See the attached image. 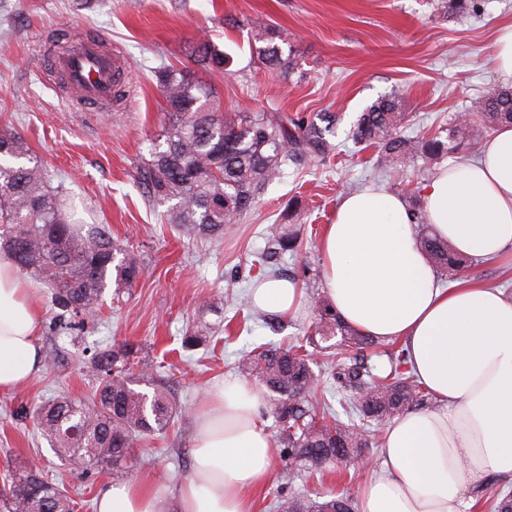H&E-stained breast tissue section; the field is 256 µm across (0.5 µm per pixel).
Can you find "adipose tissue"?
Segmentation results:
<instances>
[{"label":"adipose tissue","mask_w":512,"mask_h":512,"mask_svg":"<svg viewBox=\"0 0 512 512\" xmlns=\"http://www.w3.org/2000/svg\"><path fill=\"white\" fill-rule=\"evenodd\" d=\"M423 220L466 257L512 266V125L475 160L444 166L425 185ZM398 193L367 187L343 196L321 241L325 296L363 334L401 339L435 405L388 425L380 471L362 484L356 512H466L490 477L512 478V294L465 278L443 287ZM252 304L293 316L298 283H257ZM42 306L11 255L0 252V392L43 369ZM263 398L227 377L195 414L189 477L105 485L97 512H253L278 450L259 420Z\"/></svg>","instance_id":"1"}]
</instances>
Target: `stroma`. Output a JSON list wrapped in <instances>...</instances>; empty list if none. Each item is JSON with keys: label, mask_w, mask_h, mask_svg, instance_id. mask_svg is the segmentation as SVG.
I'll return each mask as SVG.
<instances>
[{"label": "stroma", "mask_w": 512, "mask_h": 512, "mask_svg": "<svg viewBox=\"0 0 512 512\" xmlns=\"http://www.w3.org/2000/svg\"><path fill=\"white\" fill-rule=\"evenodd\" d=\"M512 24V0H471L468 12L448 17L441 0H0V125L17 131L62 187L75 216L107 224L112 236L142 264L133 287L106 289L99 312L66 334L55 330L49 290L34 281L45 314L39 342L46 365L13 393L0 394V483L16 463L62 480L81 512H95L98 488L151 476L162 486L185 479L196 410L213 384L237 375L253 344L284 346L314 320L305 306L281 327L254 309L249 288L253 262L266 247V225L281 220L292 201L304 208L297 251L274 260L277 270L320 269V240L339 199L366 187L406 198L420 195L435 171L472 159L475 148L405 164V180L374 165L348 132L366 106L398 97L410 114L406 135L427 137L448 129L487 86L497 84L494 34ZM280 33L283 52L298 67L282 74L250 52L257 33ZM94 37L124 63V94L90 107L49 85L59 34ZM211 38L231 54L228 73L213 75L217 103L226 110H266L291 116L336 113L337 154L329 162L286 166L283 177L261 191L253 211L237 218L223 238L186 239L149 203L138 171L150 158L159 129L162 94L154 76L165 65H189L190 47ZM205 323L210 342L187 351L182 338ZM134 344L152 358L156 377L169 381L183 412L160 434L138 442L136 464L116 475L60 457L35 427V405L61 395L91 405L97 381L89 360L100 347ZM305 472L277 464L254 494V512H274L276 496L300 491Z\"/></svg>", "instance_id": "35a3bbf8"}]
</instances>
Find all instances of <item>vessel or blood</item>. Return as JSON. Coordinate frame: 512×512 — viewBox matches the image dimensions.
<instances>
[{"label": "vessel or blood", "mask_w": 512, "mask_h": 512, "mask_svg": "<svg viewBox=\"0 0 512 512\" xmlns=\"http://www.w3.org/2000/svg\"><path fill=\"white\" fill-rule=\"evenodd\" d=\"M120 62L95 41L83 43L77 50L60 53L54 76L81 102H110L114 91L113 77Z\"/></svg>", "instance_id": "obj_1"}]
</instances>
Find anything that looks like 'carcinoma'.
I'll return each instance as SVG.
<instances>
[{
  "label": "carcinoma",
  "instance_id": "carcinoma-1",
  "mask_svg": "<svg viewBox=\"0 0 512 512\" xmlns=\"http://www.w3.org/2000/svg\"><path fill=\"white\" fill-rule=\"evenodd\" d=\"M279 35L255 37L253 54L263 65L286 74L292 61L283 57ZM191 57L210 73H221L232 58L210 41L192 47ZM155 79L164 98L160 130L152 142L151 159L138 171L148 201L167 206V216L189 237L220 238L233 219L250 212L260 191L279 177L283 167L309 158L325 161L336 155L331 141L339 120L325 112L314 118H294L266 112L219 110L211 87L185 68L163 67ZM408 115L399 100L384 96L367 106L350 129L353 142L373 147L378 162L404 179V162L470 146L479 133L512 124V88L490 87L471 111L448 128L447 140L415 139L404 134ZM68 198L51 189L44 164L22 136L0 128V248L10 252L18 269L54 291L62 315L75 319L99 310L110 282L133 287L143 273L136 259L125 254L105 224L78 226L67 214ZM419 242L435 266L451 279L472 263L431 233L422 212L414 213ZM268 247L256 256L258 276L277 254L294 252L298 232L290 224L266 228ZM316 321L305 341L288 347L257 345L239 367L268 390L278 427L276 445L288 463L315 473L334 471L338 460L352 459L378 443L368 431L374 422L423 408L429 394L410 373L404 351L387 354L379 366L372 357L380 343L348 326L320 296L314 301ZM210 328L196 327L184 337L185 348L207 341ZM338 338L324 373H315V350ZM138 349L130 344L100 348L91 358L99 379L95 409H85L65 397L39 405L33 416L42 434L56 441V452L89 465L107 464L115 472L130 468L136 442L163 430L177 415L167 385L156 379L150 365L131 371ZM336 386L349 422L333 410L325 395ZM10 488L0 494L3 512H74L76 502L62 485L41 472L21 467L9 475ZM276 512H353L346 491L323 495L317 487L281 497Z\"/></svg>",
  "mask_w": 512,
  "mask_h": 512
}]
</instances>
